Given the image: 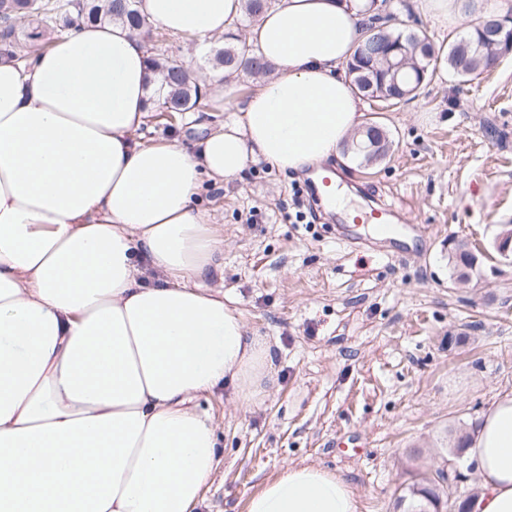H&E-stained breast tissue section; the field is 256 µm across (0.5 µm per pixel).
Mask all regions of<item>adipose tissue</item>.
I'll list each match as a JSON object with an SVG mask.
<instances>
[{
    "instance_id": "1",
    "label": "adipose tissue",
    "mask_w": 512,
    "mask_h": 512,
    "mask_svg": "<svg viewBox=\"0 0 512 512\" xmlns=\"http://www.w3.org/2000/svg\"><path fill=\"white\" fill-rule=\"evenodd\" d=\"M366 0H271L246 39L274 68L194 136L140 139L161 76L119 22L81 26L25 66L0 59V512H192L219 464V388L253 402L276 384L267 337L209 287L224 232L199 204L264 161L282 173L343 157L363 123L346 65ZM242 0H140L165 32L207 45ZM469 512H512V393L464 451ZM246 512H359L338 473L288 465Z\"/></svg>"
}]
</instances>
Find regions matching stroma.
<instances>
[{
	"instance_id": "obj_1",
	"label": "stroma",
	"mask_w": 512,
	"mask_h": 512,
	"mask_svg": "<svg viewBox=\"0 0 512 512\" xmlns=\"http://www.w3.org/2000/svg\"><path fill=\"white\" fill-rule=\"evenodd\" d=\"M387 9L434 41L464 32L422 18L415 0ZM362 104L366 123L388 133L387 156L325 168L353 211L403 205L423 247L389 257L368 226V246H341V217L316 207L307 176L262 161L202 195L224 226V268L208 284L269 337L277 385L256 404L233 405L226 389L200 398L221 464L196 512H245L291 464L340 473L361 512H393L408 471L447 456L450 428L471 430L512 393V264L493 248L512 227V54L467 82L432 77L394 107ZM454 242L478 258L465 284L448 262Z\"/></svg>"
}]
</instances>
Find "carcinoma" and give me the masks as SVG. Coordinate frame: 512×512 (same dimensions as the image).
Wrapping results in <instances>:
<instances>
[{
  "label": "carcinoma",
  "mask_w": 512,
  "mask_h": 512,
  "mask_svg": "<svg viewBox=\"0 0 512 512\" xmlns=\"http://www.w3.org/2000/svg\"><path fill=\"white\" fill-rule=\"evenodd\" d=\"M25 18L51 26V31L58 36L84 24L115 19L126 23L130 29L151 40H165V34L140 14L138 0H104L102 6L95 3V0H0V57H14L11 41L14 33L13 21ZM391 19L392 15L388 14L379 25L376 21H371L365 38L355 52H360L364 46L374 41H400L405 44L411 40L423 44V50L417 54V66L402 69L396 76V81L402 89L414 88L418 86L421 78H429L432 62L438 60V57L435 56L434 46L426 36L414 32L396 33L387 24ZM225 40L227 43L224 44V49L214 57V65L227 70L242 69L252 75L266 73L267 63L255 49L235 44L237 37L232 34L226 35ZM355 59L357 56H352L347 69L349 75L353 77L358 93L371 98L390 95L391 77L386 71L381 67L371 70L361 64L357 65ZM151 63L163 75V86L157 89L151 99L157 111L167 109L176 114L193 111L200 98V88L191 80L187 66L172 58L160 60L153 57ZM447 64L448 74L457 78L488 69L490 60L487 58L482 33L478 27L471 28L448 43ZM367 141L365 135L353 141V154L367 161L377 160L379 156L387 154L388 141L384 140L381 147L370 150L366 149ZM449 259L453 263V274L458 279H469L476 270L477 257L461 245L451 248ZM446 471L451 475V480L458 478L451 464L446 469L438 466L416 473L413 480L402 485L396 498L397 512H441L449 503L451 494L456 492L451 486L441 484Z\"/></svg>",
  "instance_id": "obj_1"
}]
</instances>
